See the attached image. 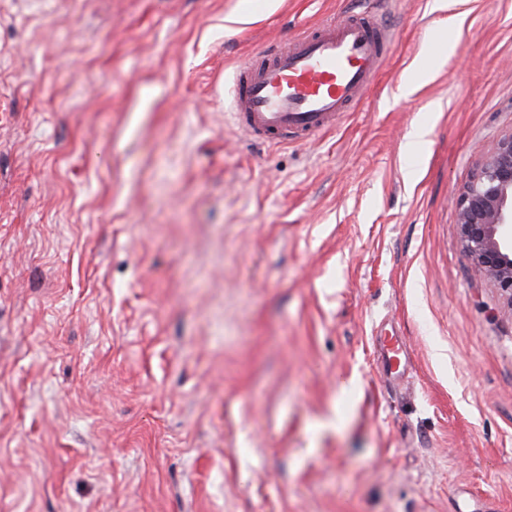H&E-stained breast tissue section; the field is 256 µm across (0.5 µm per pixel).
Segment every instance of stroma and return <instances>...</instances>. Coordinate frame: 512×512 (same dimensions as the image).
I'll return each mask as SVG.
<instances>
[{
    "mask_svg": "<svg viewBox=\"0 0 512 512\" xmlns=\"http://www.w3.org/2000/svg\"><path fill=\"white\" fill-rule=\"evenodd\" d=\"M362 7L0 0V512H512V308L450 203L512 132V0H378L332 131L232 119ZM380 370L389 380H397L403 376L406 359L402 353V341L395 334L381 336Z\"/></svg>",
    "mask_w": 512,
    "mask_h": 512,
    "instance_id": "stroma-1",
    "label": "stroma"
}]
</instances>
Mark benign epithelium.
Wrapping results in <instances>:
<instances>
[{
	"mask_svg": "<svg viewBox=\"0 0 512 512\" xmlns=\"http://www.w3.org/2000/svg\"><path fill=\"white\" fill-rule=\"evenodd\" d=\"M455 208L475 275L491 282L512 304V134L476 163Z\"/></svg>",
	"mask_w": 512,
	"mask_h": 512,
	"instance_id": "obj_1",
	"label": "benign epithelium"
}]
</instances>
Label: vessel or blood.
Segmentation results:
<instances>
[{
    "label": "vessel or blood",
    "mask_w": 512,
    "mask_h": 512,
    "mask_svg": "<svg viewBox=\"0 0 512 512\" xmlns=\"http://www.w3.org/2000/svg\"><path fill=\"white\" fill-rule=\"evenodd\" d=\"M393 31L371 13L323 22L286 43L266 47L237 69L232 112L251 139L278 145L316 138L362 99L385 59ZM380 370L402 377L399 336L381 338Z\"/></svg>",
    "instance_id": "1"
}]
</instances>
